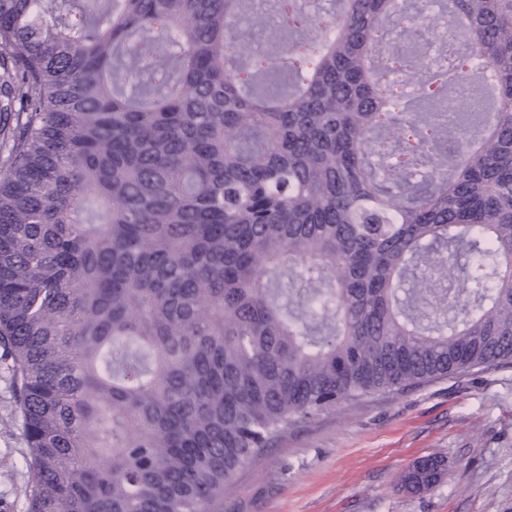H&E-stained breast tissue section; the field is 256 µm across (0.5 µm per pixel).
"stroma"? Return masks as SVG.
<instances>
[{"mask_svg": "<svg viewBox=\"0 0 512 512\" xmlns=\"http://www.w3.org/2000/svg\"><path fill=\"white\" fill-rule=\"evenodd\" d=\"M0 512H26L32 475L0 370ZM438 455L446 474L418 495L400 477ZM224 512H512V366L480 368L399 395L336 407L289 432L224 486Z\"/></svg>", "mask_w": 512, "mask_h": 512, "instance_id": "obj_1", "label": "stroma"}]
</instances>
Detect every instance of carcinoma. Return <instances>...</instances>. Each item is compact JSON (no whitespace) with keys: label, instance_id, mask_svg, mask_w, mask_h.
<instances>
[{"label":"carcinoma","instance_id":"obj_1","mask_svg":"<svg viewBox=\"0 0 512 512\" xmlns=\"http://www.w3.org/2000/svg\"><path fill=\"white\" fill-rule=\"evenodd\" d=\"M0 0V366L26 512H224L343 403L512 364V0ZM261 33L271 52L251 51ZM459 308L423 324L420 303ZM436 456L404 474L413 493ZM432 31L433 37L431 38V50L427 53L419 63L422 66L433 64L439 61L442 57L440 53L444 51L448 40V18L445 15L434 14L432 16Z\"/></svg>","mask_w":512,"mask_h":512}]
</instances>
